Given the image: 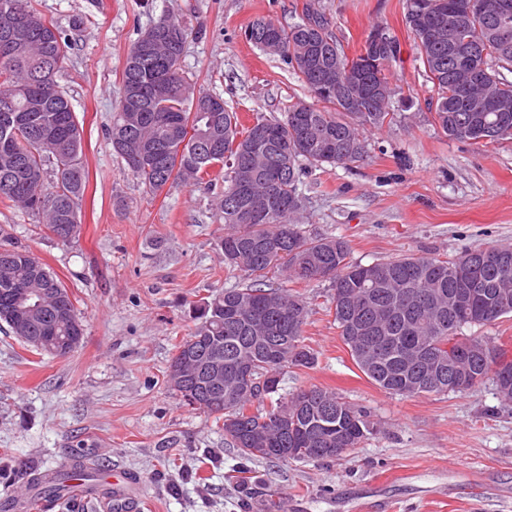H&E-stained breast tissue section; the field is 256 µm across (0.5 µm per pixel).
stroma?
<instances>
[{"instance_id": "stroma-1", "label": "stroma", "mask_w": 512, "mask_h": 512, "mask_svg": "<svg viewBox=\"0 0 512 512\" xmlns=\"http://www.w3.org/2000/svg\"><path fill=\"white\" fill-rule=\"evenodd\" d=\"M66 38L57 80L83 130L87 173L80 233L70 242L0 203V246L29 252L71 294L85 335L64 358L43 355L0 323V502L24 501L29 474L82 454L103 475L140 476L138 512H512V407L492 382L463 393L398 396L372 383L343 343L326 280L292 283L308 303L310 369L289 368L282 391L338 392L366 408L378 433L343 459H242L205 414L168 387L174 345L194 330L192 304L244 282L224 266L216 188L174 183L147 192L107 135L125 56L160 17L189 31L181 70L232 106L242 126L282 117L313 95L281 57L244 36L265 17L282 27L303 9L326 21L348 56L390 28L400 57L388 70L396 119L365 130L351 167L308 173L301 225L340 236L351 261L446 259L512 245V139L485 146L445 136L405 25V0H33ZM21 462L27 474L11 472Z\"/></svg>"}]
</instances>
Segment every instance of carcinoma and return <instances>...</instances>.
Here are the masks:
<instances>
[{
    "label": "carcinoma",
    "mask_w": 512,
    "mask_h": 512,
    "mask_svg": "<svg viewBox=\"0 0 512 512\" xmlns=\"http://www.w3.org/2000/svg\"><path fill=\"white\" fill-rule=\"evenodd\" d=\"M423 0H406L405 23L416 46L426 77L432 83L434 121L456 140L483 145L512 137V111L490 112L487 121L496 134L481 139L461 130V121L477 118V96L458 92L465 78L457 71L448 42L435 39L420 27L416 13ZM468 9L465 32L483 36L488 20L483 0H446ZM37 14L32 0H0V31L11 15ZM302 20L284 28L258 18L244 31L255 42L263 29L278 34L268 52L279 55L298 73L305 86L324 103L308 107L304 119L296 106L281 118L256 115L252 126L239 128L238 116L228 104L206 109L211 94L198 90L180 72L189 36L181 23L164 17L159 40L151 49L134 43L126 54L122 93L108 137L113 151L129 171L153 194L171 183L224 184L216 209L224 221L220 246L224 265L246 275L247 282L203 299L193 307L195 329L175 346L171 361L196 338L197 366H189L186 382L170 386L183 405L215 417L224 439L248 460L324 462L337 454L323 448H358L374 425L367 410L333 391L313 387L291 397L280 393L285 370L311 368L317 356L302 341L308 309L297 294L281 286L268 287L265 278L278 273L284 279L312 281L330 272L334 320L356 366L385 392L399 396L446 394L428 380L432 369L462 373L464 392L490 379L498 398L512 404V359L490 345L484 336H472L475 326L512 315V246L468 249L445 260L406 256L361 264L350 260V246L342 237L309 238L295 217L304 206L302 177L311 169L349 166L367 153L361 131L380 127L390 112L395 90L386 76L400 55V44L390 36L381 62L368 69L365 80L342 74L331 80L328 71L356 64L328 27L319 22L317 51L321 65L303 66L310 32ZM68 45L53 24L42 21L30 38L15 48L0 44V202L9 201L38 219L53 233L70 226L80 232L78 206L86 184L81 160L82 128L68 94L57 81ZM482 93L512 104V56H500L496 39L487 38L477 51ZM199 138H208L218 150L208 158L195 155ZM357 143L349 154L338 155L345 143ZM290 149L288 167H281V149ZM54 167L52 187L45 186L48 167ZM237 193L240 207L252 212L243 222L230 209ZM21 288H51L48 308L20 317L13 311ZM469 292L463 309L448 308V293ZM79 318L67 288L43 263L28 252H0V321L13 336H72V320ZM462 351L477 342L487 355L474 362L448 352ZM224 361V386L211 388L200 377L210 354ZM295 425L281 433L282 417ZM76 476L62 471L45 478L40 493L56 501L66 499V482Z\"/></svg>",
    "instance_id": "carcinoma-1"
}]
</instances>
